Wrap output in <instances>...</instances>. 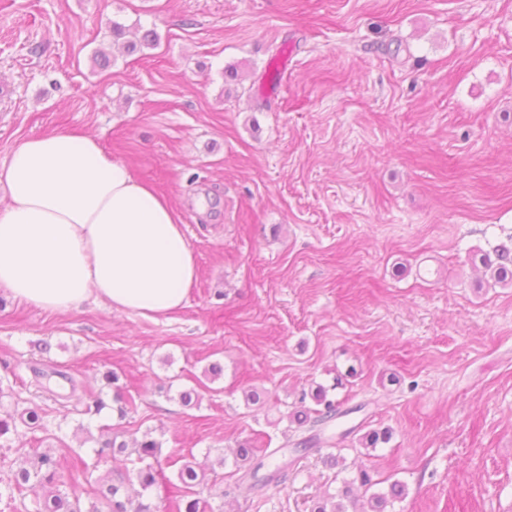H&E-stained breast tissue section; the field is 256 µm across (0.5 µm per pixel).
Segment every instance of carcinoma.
Listing matches in <instances>:
<instances>
[{
	"instance_id": "obj_1",
	"label": "carcinoma",
	"mask_w": 512,
	"mask_h": 512,
	"mask_svg": "<svg viewBox=\"0 0 512 512\" xmlns=\"http://www.w3.org/2000/svg\"><path fill=\"white\" fill-rule=\"evenodd\" d=\"M158 44V36L152 29L145 30L133 40L127 41L125 49L129 53L144 48H154ZM485 268L490 271L495 282L502 285H512V249L505 245L494 248L493 254L483 258ZM311 398L314 407L305 406L306 398ZM301 409L294 414L298 425H323L336 418V403L328 399L325 388L318 386L310 394H302ZM96 462L90 464L78 452L74 453L70 467L76 472L91 475L98 467V461L117 455L136 456L139 467L133 475L127 474L118 479L101 478L98 486L86 504L77 496H70L62 490L64 486L62 464L60 458L48 453L26 454L20 459L19 467L14 473L13 482L5 490L9 499L14 493L24 490L35 495V512H154L152 503L139 501L132 503L124 494L125 484L136 479L143 490L152 487L158 476L154 461L160 452V443L147 432L141 440L128 444L114 435L99 442V447L93 449ZM178 479L184 488V494L172 501L171 512H205L208 501L201 497L197 486L202 483L194 467L186 462L178 470Z\"/></svg>"
}]
</instances>
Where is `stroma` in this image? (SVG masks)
I'll list each match as a JSON object with an SVG mask.
<instances>
[{"label": "stroma", "mask_w": 512, "mask_h": 512, "mask_svg": "<svg viewBox=\"0 0 512 512\" xmlns=\"http://www.w3.org/2000/svg\"><path fill=\"white\" fill-rule=\"evenodd\" d=\"M56 132L168 197L198 277L154 319L0 290V412H46L0 438L1 484L149 431L163 478L125 493L160 512L186 459L213 512H313L362 470L405 484L386 512H512V286L481 262L512 243V0H0V164ZM319 385L339 414L307 447ZM241 442L277 481L239 489Z\"/></svg>", "instance_id": "stroma-1"}]
</instances>
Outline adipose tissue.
<instances>
[{
	"instance_id": "ef3b65f1",
	"label": "adipose tissue",
	"mask_w": 512,
	"mask_h": 512,
	"mask_svg": "<svg viewBox=\"0 0 512 512\" xmlns=\"http://www.w3.org/2000/svg\"><path fill=\"white\" fill-rule=\"evenodd\" d=\"M0 289L63 312L88 299L144 317L181 308L197 277L168 201L93 136L24 140L0 165Z\"/></svg>"
}]
</instances>
